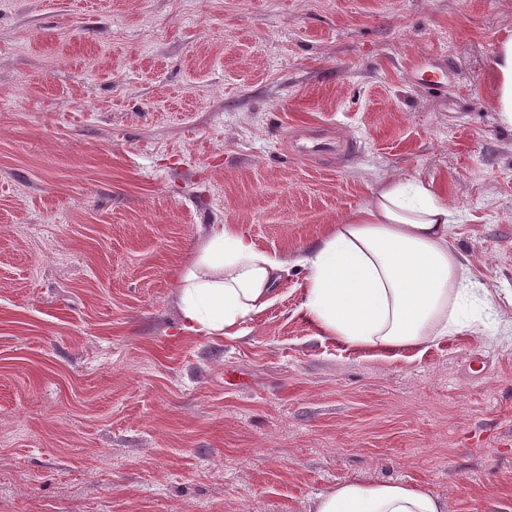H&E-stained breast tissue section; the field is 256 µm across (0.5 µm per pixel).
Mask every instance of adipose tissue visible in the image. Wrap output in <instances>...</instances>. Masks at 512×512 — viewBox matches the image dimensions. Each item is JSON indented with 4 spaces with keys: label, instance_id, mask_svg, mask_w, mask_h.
<instances>
[{
    "label": "adipose tissue",
    "instance_id": "1",
    "mask_svg": "<svg viewBox=\"0 0 512 512\" xmlns=\"http://www.w3.org/2000/svg\"><path fill=\"white\" fill-rule=\"evenodd\" d=\"M493 103L512 125V35L497 47L489 76ZM454 216L431 188L396 181L329 225L291 259L259 250L236 225L216 224L183 270L181 326L199 336L240 335L241 324L272 305L289 267L305 271L303 307L312 326L346 344L413 349L461 331L454 307L471 292L448 244ZM440 495L356 475L317 495L307 512H446Z\"/></svg>",
    "mask_w": 512,
    "mask_h": 512
}]
</instances>
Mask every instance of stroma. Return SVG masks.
I'll list each match as a JSON object with an SVG mask.
<instances>
[{"instance_id": "stroma-1", "label": "stroma", "mask_w": 512, "mask_h": 512, "mask_svg": "<svg viewBox=\"0 0 512 512\" xmlns=\"http://www.w3.org/2000/svg\"><path fill=\"white\" fill-rule=\"evenodd\" d=\"M509 34L512 0H0V512H305L359 473L512 512ZM396 180L445 191L462 331L339 343L298 267L242 336L182 330L212 225L286 258ZM489 83L497 111L512 126V35L498 44Z\"/></svg>"}]
</instances>
